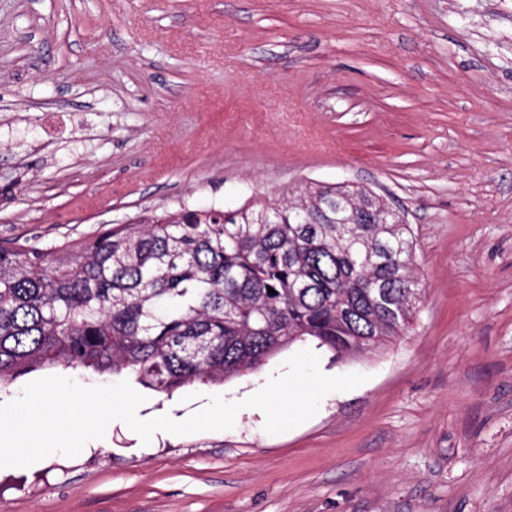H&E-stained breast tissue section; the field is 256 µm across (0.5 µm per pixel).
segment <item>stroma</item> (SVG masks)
<instances>
[{"label":"stroma","mask_w":512,"mask_h":512,"mask_svg":"<svg viewBox=\"0 0 512 512\" xmlns=\"http://www.w3.org/2000/svg\"><path fill=\"white\" fill-rule=\"evenodd\" d=\"M309 180L413 230L407 335L317 351L367 382L276 435L256 408L147 444L113 421L0 468V512H512V0H0V243ZM291 355L138 415L242 400Z\"/></svg>","instance_id":"stroma-1"}]
</instances>
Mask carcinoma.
Here are the masks:
<instances>
[{"label": "carcinoma", "mask_w": 512, "mask_h": 512, "mask_svg": "<svg viewBox=\"0 0 512 512\" xmlns=\"http://www.w3.org/2000/svg\"><path fill=\"white\" fill-rule=\"evenodd\" d=\"M397 219L366 188L310 183L46 249L0 244V391L62 367L170 396L297 342L341 358L377 348L406 335L421 297L412 228Z\"/></svg>", "instance_id": "carcinoma-1"}]
</instances>
